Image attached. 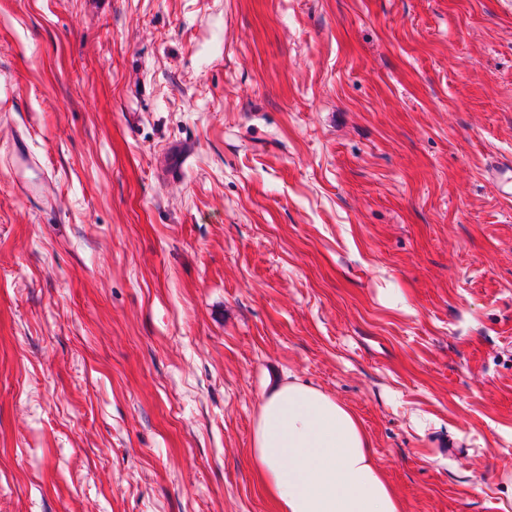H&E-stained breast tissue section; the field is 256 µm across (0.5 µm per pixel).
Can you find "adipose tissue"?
<instances>
[{
    "label": "adipose tissue",
    "mask_w": 512,
    "mask_h": 512,
    "mask_svg": "<svg viewBox=\"0 0 512 512\" xmlns=\"http://www.w3.org/2000/svg\"><path fill=\"white\" fill-rule=\"evenodd\" d=\"M249 462L277 512H403L356 413L289 375L264 387Z\"/></svg>",
    "instance_id": "ef3b65f1"
}]
</instances>
